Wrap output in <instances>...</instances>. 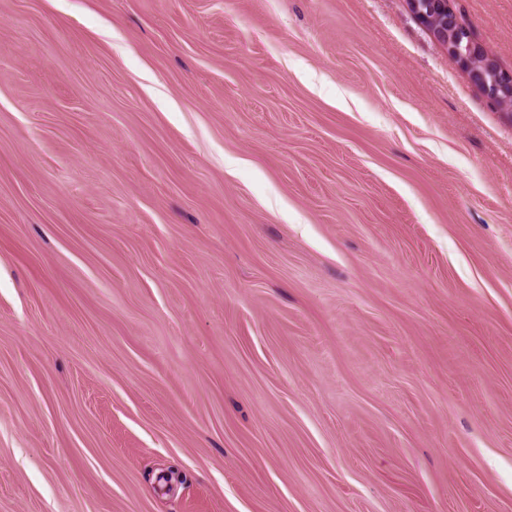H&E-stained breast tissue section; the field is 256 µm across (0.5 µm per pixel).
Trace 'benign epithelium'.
<instances>
[{
  "instance_id": "1",
  "label": "benign epithelium",
  "mask_w": 512,
  "mask_h": 512,
  "mask_svg": "<svg viewBox=\"0 0 512 512\" xmlns=\"http://www.w3.org/2000/svg\"><path fill=\"white\" fill-rule=\"evenodd\" d=\"M410 8L490 100L507 109L512 107V74L501 71L496 61L473 39H468V44L461 46L456 37L461 24L448 7V0H410Z\"/></svg>"
}]
</instances>
